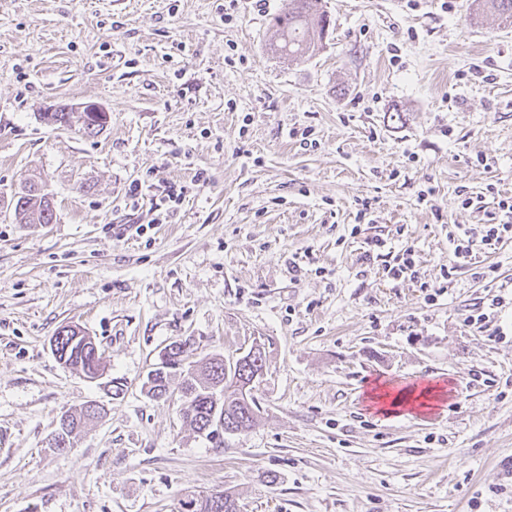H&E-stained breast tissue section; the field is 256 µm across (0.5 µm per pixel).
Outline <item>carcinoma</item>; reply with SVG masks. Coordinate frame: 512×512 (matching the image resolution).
I'll return each mask as SVG.
<instances>
[{
  "mask_svg": "<svg viewBox=\"0 0 512 512\" xmlns=\"http://www.w3.org/2000/svg\"><path fill=\"white\" fill-rule=\"evenodd\" d=\"M476 11H490L505 23H512V0H475ZM328 15L314 10L310 0H290L288 11L275 19L277 40L272 49L288 56L291 60H302L312 56L323 38ZM13 215L18 224H49L54 211L51 200L44 194L30 188L13 200ZM73 331L57 330V351L66 358L72 368L92 376L101 370V355L92 348L82 346L81 340L74 339ZM266 351L257 348L251 362L235 369H226L219 356L206 359L199 369L191 365L173 367L166 371L165 378H147L144 384L146 394L160 399L168 396L174 377H179L178 391L188 403L183 420L198 434H203L215 448L224 447V435L246 432L257 420L259 407L254 399L244 404L237 403L240 389L258 380L256 373L266 368ZM223 384L224 400L213 399L211 386ZM96 415L85 411L70 415L68 423L59 424L62 440L71 441L72 434ZM180 512H237L235 495L227 490L222 497L214 500L209 495L191 493L180 501Z\"/></svg>",
  "mask_w": 512,
  "mask_h": 512,
  "instance_id": "cac0c4a2",
  "label": "carcinoma"
}]
</instances>
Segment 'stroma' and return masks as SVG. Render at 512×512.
<instances>
[{
	"label": "stroma",
	"instance_id": "stroma-1",
	"mask_svg": "<svg viewBox=\"0 0 512 512\" xmlns=\"http://www.w3.org/2000/svg\"><path fill=\"white\" fill-rule=\"evenodd\" d=\"M223 2L0 0V512H179L213 489L239 512H512V305L466 323L512 284V238L443 276L449 232L512 197V26L472 0H314L330 26L291 61L270 48L290 0H239L229 24ZM83 103L98 134L40 118ZM33 180L53 223L14 221ZM135 182L186 192L157 224L151 198L126 207ZM375 237L417 280L363 261ZM64 325L100 379L55 359ZM181 340L265 347L257 421L223 447L142 389ZM376 379L442 393L383 415ZM90 400L101 417L50 448ZM415 267L412 251L406 249L400 250L393 257V263L385 264L384 272L392 280L412 281L418 278V271L415 270ZM489 302L483 306H479L470 310L466 320L471 325H479L478 328H482L490 322L491 315L494 317L496 309L505 306V298L502 295H493L491 299H487Z\"/></svg>",
	"mask_w": 512,
	"mask_h": 512
}]
</instances>
